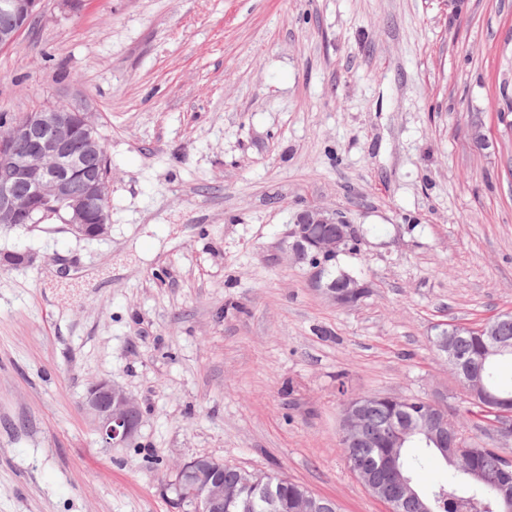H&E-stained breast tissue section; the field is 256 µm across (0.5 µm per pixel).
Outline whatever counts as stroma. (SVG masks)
<instances>
[{"label":"stroma","instance_id":"obj_1","mask_svg":"<svg viewBox=\"0 0 512 512\" xmlns=\"http://www.w3.org/2000/svg\"><path fill=\"white\" fill-rule=\"evenodd\" d=\"M68 104L107 145L112 228L0 226L32 256L0 265V512H174L197 456L385 512L346 396L463 412L432 341L512 312V0H44L0 113ZM307 207L356 225L358 305L291 259ZM102 378L141 409L130 447L79 411ZM354 475L358 478V480L365 486L368 492L375 497L376 499L384 502L388 507V512H401V508L403 507V500L400 498H395L390 495L385 488L379 483L377 477L369 473L365 468L360 466H355L353 469ZM373 490L377 491L381 497H378L374 494Z\"/></svg>","mask_w":512,"mask_h":512}]
</instances>
